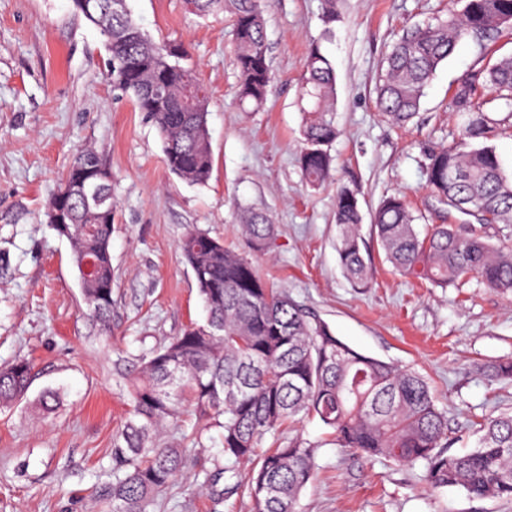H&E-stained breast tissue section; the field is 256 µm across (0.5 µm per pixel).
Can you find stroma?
<instances>
[{"mask_svg":"<svg viewBox=\"0 0 512 512\" xmlns=\"http://www.w3.org/2000/svg\"><path fill=\"white\" fill-rule=\"evenodd\" d=\"M158 41L183 42L208 90L213 165L206 185L180 181L164 164L161 136L108 76L104 39L71 0H0V367L24 357L34 366L26 400L0 409V512H107L99 487L112 480V436L129 406L116 363L169 343L204 312L179 249L197 230L245 251L243 209L276 226L268 251L252 260L266 279L326 321L355 350L424 375L457 451L474 445L479 422L512 411V381L488 366L512 358V294L470 279L439 288L405 278L385 261L369 217L385 196L404 194L429 224H468L440 205L425 177L429 153L449 145L464 114L449 106L462 76L491 55L512 53V34L461 47L437 69L420 109L404 126L376 107L375 82L392 43L460 0H339L325 38L323 0H265L272 80L261 107L240 102L235 43L227 14L205 17L184 0H131ZM319 45L336 73L339 135L328 183L310 187L298 156L305 115L297 90L306 54ZM96 149L112 174V333L103 335L82 300L68 241L47 225L46 203L74 157ZM353 191L372 257L370 287H355L336 250V189ZM59 390L52 410L38 397ZM184 417L160 440L189 448L187 467L157 512H253L231 492L235 479L200 484V469L224 465V430L211 420L194 446ZM317 444L316 477L299 512H512V501L431 491L424 463L341 451L318 420L281 428L279 439Z\"/></svg>","mask_w":512,"mask_h":512,"instance_id":"obj_1","label":"stroma"}]
</instances>
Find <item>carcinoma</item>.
Masks as SVG:
<instances>
[{
	"label": "carcinoma",
	"mask_w": 512,
	"mask_h": 512,
	"mask_svg": "<svg viewBox=\"0 0 512 512\" xmlns=\"http://www.w3.org/2000/svg\"><path fill=\"white\" fill-rule=\"evenodd\" d=\"M200 16L227 12L233 21L242 101L263 104L271 75L261 0H187ZM75 11L105 38L108 75L154 122L168 170L187 183L204 185L212 170L207 125L209 95L184 65L186 51L157 42L132 16L129 0H72ZM512 31V0H464L462 9L434 24L418 26L395 42L376 84L377 107L391 122L405 124L418 112L438 66L462 44ZM336 75L319 46L310 48L299 92L307 114L299 163L319 187L330 177L329 146L337 137ZM507 116L488 113L500 104ZM452 109L467 115L459 142L431 152L426 181L440 204L481 224H512V176L487 144L512 119V53L462 77ZM96 181L112 196L111 175L91 147L80 151L47 205L50 227L71 246L83 302L104 328L112 322V207L90 211L82 185ZM363 216L355 195L336 192L335 221L340 264L352 283L372 281L362 251ZM399 195L385 198L372 224L386 260L401 274L446 288L475 276L487 287L512 293V243L493 244L478 231L453 224L417 228ZM242 233L252 252L267 250L275 225L245 210ZM181 253L190 266L206 312L169 344L141 357L127 377L130 417L112 439V482L100 489L111 512H154L158 497L182 474L186 449L162 446L159 434L194 408L201 419L223 418V455L253 467L236 483L253 512H297L302 490L315 474L317 446L295 437L265 439L282 426L316 418L332 430L336 447L403 464L425 463L430 487L461 489L472 498L512 499V412L483 424L475 448L451 452L457 438L439 410L427 380L362 354L340 340L324 320L261 277L247 255L191 230ZM90 260L92 272L81 271ZM32 366L19 358L0 368V408L25 398Z\"/></svg>",
	"instance_id": "cac0c4a2"
}]
</instances>
